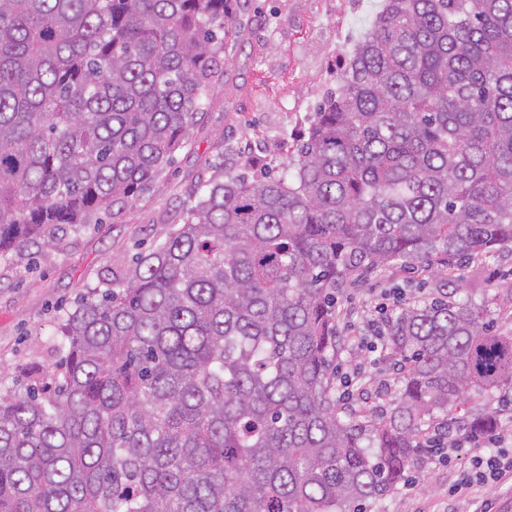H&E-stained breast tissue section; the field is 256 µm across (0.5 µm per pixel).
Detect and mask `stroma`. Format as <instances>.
<instances>
[{
  "mask_svg": "<svg viewBox=\"0 0 512 512\" xmlns=\"http://www.w3.org/2000/svg\"><path fill=\"white\" fill-rule=\"evenodd\" d=\"M385 0H230L234 35L224 40V79L212 90L179 151L149 193L113 206L101 224L66 232L51 248L29 247L0 262V392H19L28 372L50 373L61 359L58 304L73 306L105 270L124 273L138 253L163 242L196 187L217 171L251 178L289 172L287 134L307 127L318 104L335 90L355 43L370 29ZM407 301L441 298L487 305L497 326H512V252L473 258L458 285L419 270L390 267L347 284L336 305L339 333L347 321L373 318L384 296ZM336 364L363 368L373 397L367 407L384 414L396 397L399 374L391 353L368 366L342 343ZM474 454L465 448L449 462L425 455L401 485L369 501L366 512H512V479L480 488L472 499H454L448 486L465 472Z\"/></svg>",
  "mask_w": 512,
  "mask_h": 512,
  "instance_id": "stroma-1",
  "label": "stroma"
}]
</instances>
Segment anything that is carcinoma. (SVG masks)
Returning <instances> with one entry per match:
<instances>
[{
  "label": "carcinoma",
  "instance_id": "1",
  "mask_svg": "<svg viewBox=\"0 0 512 512\" xmlns=\"http://www.w3.org/2000/svg\"><path fill=\"white\" fill-rule=\"evenodd\" d=\"M228 0H0V260L149 191L224 78ZM218 174L61 316L57 381L0 392V512H351L421 427L512 392L470 301L387 319L399 395L339 414L336 294L512 250V0H385L292 150Z\"/></svg>",
  "mask_w": 512,
  "mask_h": 512
}]
</instances>
